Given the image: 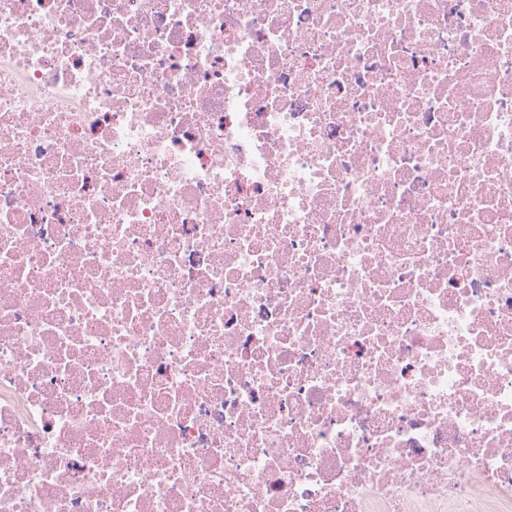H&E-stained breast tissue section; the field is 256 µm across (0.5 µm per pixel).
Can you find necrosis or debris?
<instances>
[{
  "label": "necrosis or debris",
  "instance_id": "necrosis-or-debris-1",
  "mask_svg": "<svg viewBox=\"0 0 512 512\" xmlns=\"http://www.w3.org/2000/svg\"><path fill=\"white\" fill-rule=\"evenodd\" d=\"M0 512H512V0H0Z\"/></svg>",
  "mask_w": 512,
  "mask_h": 512
}]
</instances>
